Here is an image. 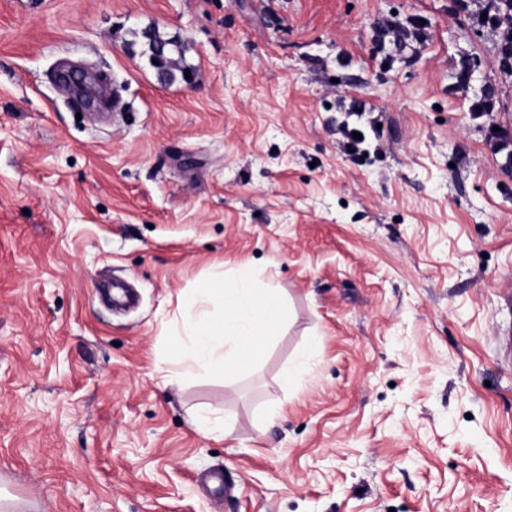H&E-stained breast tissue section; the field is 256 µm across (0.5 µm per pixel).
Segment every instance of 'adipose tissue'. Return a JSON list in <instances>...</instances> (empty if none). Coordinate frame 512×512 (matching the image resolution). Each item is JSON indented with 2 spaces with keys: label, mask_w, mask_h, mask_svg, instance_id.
Masks as SVG:
<instances>
[{
  "label": "adipose tissue",
  "mask_w": 512,
  "mask_h": 512,
  "mask_svg": "<svg viewBox=\"0 0 512 512\" xmlns=\"http://www.w3.org/2000/svg\"><path fill=\"white\" fill-rule=\"evenodd\" d=\"M249 268H241L234 288H211L209 300L219 302L226 313L219 323L197 317L190 330V343L177 360L185 371L230 373L238 361L256 354L264 336L278 327L282 301L275 289L249 288Z\"/></svg>",
  "instance_id": "1"
}]
</instances>
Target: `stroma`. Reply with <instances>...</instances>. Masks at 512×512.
I'll use <instances>...</instances> for the list:
<instances>
[{
    "label": "stroma",
    "instance_id": "1",
    "mask_svg": "<svg viewBox=\"0 0 512 512\" xmlns=\"http://www.w3.org/2000/svg\"><path fill=\"white\" fill-rule=\"evenodd\" d=\"M497 40L453 0H0V512H512ZM243 265L278 329L176 373L184 299ZM144 40V54H147L153 68L156 69L158 78L166 84L173 83L178 74L182 80L191 72V67L186 63L187 45L178 37L162 35L156 27L148 26L141 31ZM157 61V64L153 63ZM59 83L79 98L86 97L87 74L76 66L62 68L57 73Z\"/></svg>",
    "mask_w": 512,
    "mask_h": 512
}]
</instances>
